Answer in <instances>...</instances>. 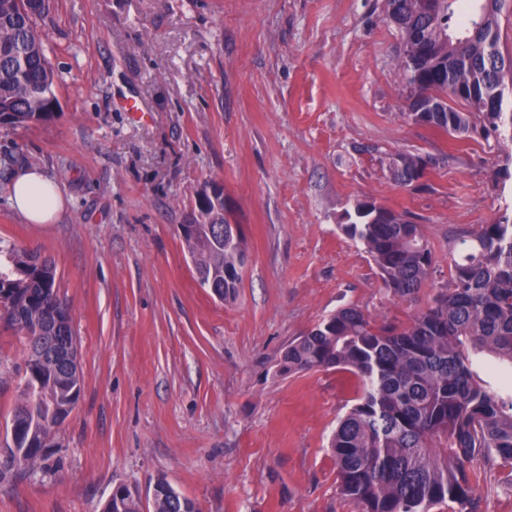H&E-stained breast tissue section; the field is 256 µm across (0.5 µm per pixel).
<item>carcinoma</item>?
I'll return each mask as SVG.
<instances>
[{"mask_svg":"<svg viewBox=\"0 0 512 512\" xmlns=\"http://www.w3.org/2000/svg\"><path fill=\"white\" fill-rule=\"evenodd\" d=\"M399 32L402 80L411 89L406 117L448 134L512 129L503 111L512 56L500 50L499 17L507 0H478L456 16L458 0H385ZM54 0H0V127L40 123L58 107L55 76L36 20ZM432 158L400 156L395 178L411 183ZM343 233L364 245L393 296L413 302L435 283L436 260L421 225L373 201L346 213ZM190 221L212 237L186 234L195 270L235 293L246 254L224 239V187L202 185ZM451 281L405 325L378 324L355 305L323 319L285 349L279 372L344 369L363 395L330 443L340 491L361 512H429L446 500L477 512L466 465L482 457L512 461V396L490 389L479 361L512 368V216L460 236ZM56 271L34 251L0 246V292L6 319L27 341L25 386L13 410L11 442L1 449L0 481L48 458L35 441L60 426L77 404L81 377L68 371L64 345L75 347L70 311L55 292ZM153 512H194L157 479Z\"/></svg>","mask_w":512,"mask_h":512,"instance_id":"1","label":"carcinoma"}]
</instances>
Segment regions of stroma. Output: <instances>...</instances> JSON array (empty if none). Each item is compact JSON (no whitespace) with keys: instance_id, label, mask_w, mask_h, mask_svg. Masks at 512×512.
Returning <instances> with one entry per match:
<instances>
[{"instance_id":"35a3bbf8","label":"stroma","mask_w":512,"mask_h":512,"mask_svg":"<svg viewBox=\"0 0 512 512\" xmlns=\"http://www.w3.org/2000/svg\"><path fill=\"white\" fill-rule=\"evenodd\" d=\"M384 0H56L37 22L56 75L47 122L0 128V242L38 250L70 308L81 397L42 468L0 483V512H102L115 486L165 478L201 512H359L330 438L349 372L284 375L288 344L346 304L405 323L365 247L338 228L369 196L420 224L447 283L455 234L512 206V145L408 122ZM400 155L436 165L402 185ZM63 189L50 224L9 190ZM224 187L247 261L234 296L194 272L179 226ZM26 345L0 320V446ZM479 512H512V464L478 460ZM10 200L13 209L30 224H50L64 204L59 185L37 168L17 177Z\"/></svg>"}]
</instances>
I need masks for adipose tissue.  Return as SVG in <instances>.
Wrapping results in <instances>:
<instances>
[{
    "label": "adipose tissue",
    "mask_w": 512,
    "mask_h": 512,
    "mask_svg": "<svg viewBox=\"0 0 512 512\" xmlns=\"http://www.w3.org/2000/svg\"><path fill=\"white\" fill-rule=\"evenodd\" d=\"M10 200L13 209L32 224L51 223L64 204L59 185L36 168L17 177Z\"/></svg>",
    "instance_id": "adipose-tissue-1"
}]
</instances>
